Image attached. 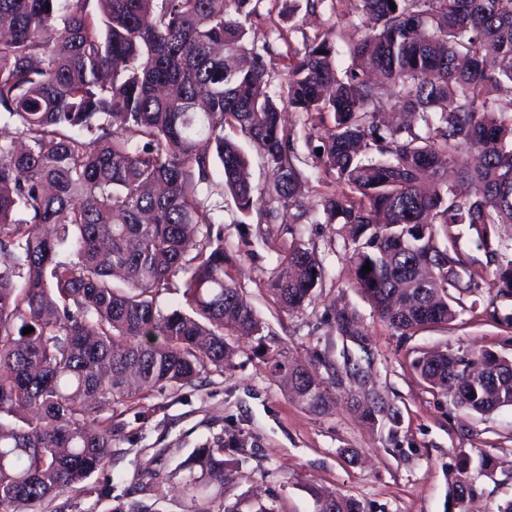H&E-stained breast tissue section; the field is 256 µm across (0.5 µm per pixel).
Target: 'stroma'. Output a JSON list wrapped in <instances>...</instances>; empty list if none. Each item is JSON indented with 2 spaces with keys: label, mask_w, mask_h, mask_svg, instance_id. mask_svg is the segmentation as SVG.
<instances>
[{
  "label": "stroma",
  "mask_w": 512,
  "mask_h": 512,
  "mask_svg": "<svg viewBox=\"0 0 512 512\" xmlns=\"http://www.w3.org/2000/svg\"><path fill=\"white\" fill-rule=\"evenodd\" d=\"M358 0H262L270 22L299 49L310 39L360 23ZM296 138L300 199L317 206L325 186L312 166L319 131L305 127L299 113L284 112ZM226 271L265 323L262 334L229 337L233 355L223 372L194 383L141 392L129 402L105 407L118 431L112 458L84 490L71 491L79 512H107L93 489L111 481L115 494L153 485L158 512H250L263 501L273 512H316L310 487L360 502L364 512H455L448 474L460 455L477 458L492 450V470L472 467L482 489L475 512H497L512 499V406L478 415L430 388L411 363L441 348L488 349L512 358V300L499 301L491 287L463 294L458 317L443 327L403 335L383 323L371 302L354 287L349 257L353 246L334 224H242L232 198L224 200ZM313 250L325 276L312 298L294 311L282 310L270 292L283 252L292 242ZM353 313L359 333L336 328L335 312ZM318 369L328 382L330 407L309 411L271 369V358ZM371 393L395 411V419L371 421L355 406ZM232 435L251 454L229 466L223 487L191 498L180 488L176 464L194 448Z\"/></svg>",
  "instance_id": "stroma-1"
}]
</instances>
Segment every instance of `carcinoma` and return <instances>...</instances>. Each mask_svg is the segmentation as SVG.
Instances as JSON below:
<instances>
[{"instance_id": "cac0c4a2", "label": "carcinoma", "mask_w": 512, "mask_h": 512, "mask_svg": "<svg viewBox=\"0 0 512 512\" xmlns=\"http://www.w3.org/2000/svg\"><path fill=\"white\" fill-rule=\"evenodd\" d=\"M260 2L0 0V124L12 130L0 136V512L36 503L71 512L76 503L56 500L108 463L115 427L101 413L132 397L128 379L161 391L222 373L226 336L261 334L227 280L218 206L197 187L230 194L256 224L302 221L285 109L323 130L314 167L339 190L320 206L351 234L354 285L391 328L448 325L457 318L449 289L480 287L450 232L458 224L496 263V297L512 298V254L490 237L512 224V0H359L371 33L350 38L344 76L327 34L295 53L273 92L266 57L288 38H249ZM369 71L396 89L388 121ZM226 128L260 151L266 204ZM472 148L475 165L448 183ZM281 265L272 294L298 309L324 269L302 243ZM178 275L181 304L164 310L158 299ZM336 323L356 335L347 309ZM492 356L436 349L412 367L487 414L512 406V359ZM273 368L309 411L328 408L316 370ZM226 454L239 463L245 450L218 437L178 465L189 497L224 485ZM469 465L467 456L456 464L459 504L480 495ZM310 494L317 512H363L350 497ZM107 512L157 510L132 499Z\"/></svg>"}]
</instances>
